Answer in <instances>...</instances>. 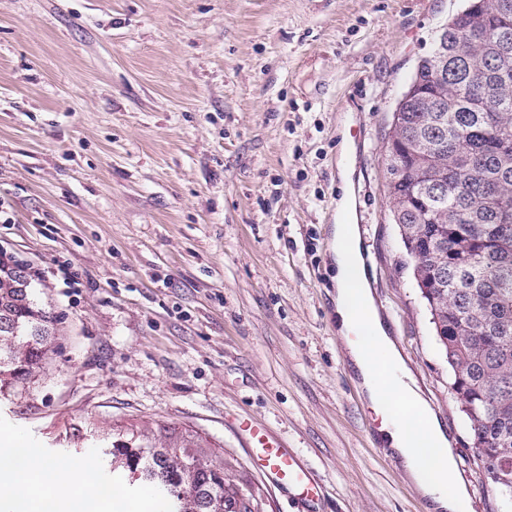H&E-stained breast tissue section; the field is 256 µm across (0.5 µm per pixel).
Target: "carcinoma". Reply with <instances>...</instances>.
<instances>
[{"instance_id":"obj_1","label":"carcinoma","mask_w":512,"mask_h":512,"mask_svg":"<svg viewBox=\"0 0 512 512\" xmlns=\"http://www.w3.org/2000/svg\"><path fill=\"white\" fill-rule=\"evenodd\" d=\"M446 63L434 78L432 63ZM389 210L452 372L473 447L501 464L512 504V0H465L393 113ZM56 319L17 265L0 261V388L53 352ZM198 434L112 432V470L163 493L169 512H264Z\"/></svg>"}]
</instances>
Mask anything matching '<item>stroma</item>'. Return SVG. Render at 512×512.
I'll return each instance as SVG.
<instances>
[{
	"instance_id": "stroma-1",
	"label": "stroma",
	"mask_w": 512,
	"mask_h": 512,
	"mask_svg": "<svg viewBox=\"0 0 512 512\" xmlns=\"http://www.w3.org/2000/svg\"><path fill=\"white\" fill-rule=\"evenodd\" d=\"M461 4L0 0V255L40 272L58 319L46 368L0 389V431L47 460L93 457L134 512L147 487L112 473L101 432L193 429L266 512H304L263 481L238 415L317 472L321 512H424L369 441L379 421L336 331L346 194L375 303L472 512H501L386 189L392 113ZM61 262L80 287L56 277Z\"/></svg>"
}]
</instances>
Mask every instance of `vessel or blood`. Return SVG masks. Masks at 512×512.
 Instances as JSON below:
<instances>
[{"mask_svg":"<svg viewBox=\"0 0 512 512\" xmlns=\"http://www.w3.org/2000/svg\"><path fill=\"white\" fill-rule=\"evenodd\" d=\"M232 425L242 435L249 457L258 462L266 483L277 489H288L303 502L318 501L320 482L315 472L289 452L278 437L248 418L233 419Z\"/></svg>","mask_w":512,"mask_h":512,"instance_id":"1","label":"vessel or blood"}]
</instances>
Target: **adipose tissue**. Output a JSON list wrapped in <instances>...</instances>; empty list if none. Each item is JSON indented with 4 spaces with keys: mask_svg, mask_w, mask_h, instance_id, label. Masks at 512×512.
<instances>
[{
    "mask_svg": "<svg viewBox=\"0 0 512 512\" xmlns=\"http://www.w3.org/2000/svg\"><path fill=\"white\" fill-rule=\"evenodd\" d=\"M331 252L337 332L359 372L371 410L381 418L383 441L434 512H471L450 440L412 386L366 284L357 225H335ZM92 468L89 460L39 462L22 438L0 435V503L9 512H41L47 506L72 512L75 500L92 496Z\"/></svg>",
    "mask_w": 512,
    "mask_h": 512,
    "instance_id": "obj_1",
    "label": "adipose tissue"
}]
</instances>
